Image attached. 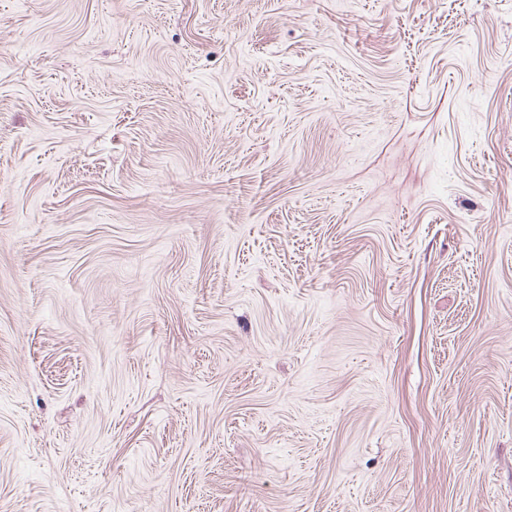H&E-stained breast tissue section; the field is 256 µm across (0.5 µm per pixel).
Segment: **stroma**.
Masks as SVG:
<instances>
[{"label": "stroma", "instance_id": "35a3bbf8", "mask_svg": "<svg viewBox=\"0 0 512 512\" xmlns=\"http://www.w3.org/2000/svg\"><path fill=\"white\" fill-rule=\"evenodd\" d=\"M0 512H512V0H0Z\"/></svg>", "mask_w": 512, "mask_h": 512}]
</instances>
